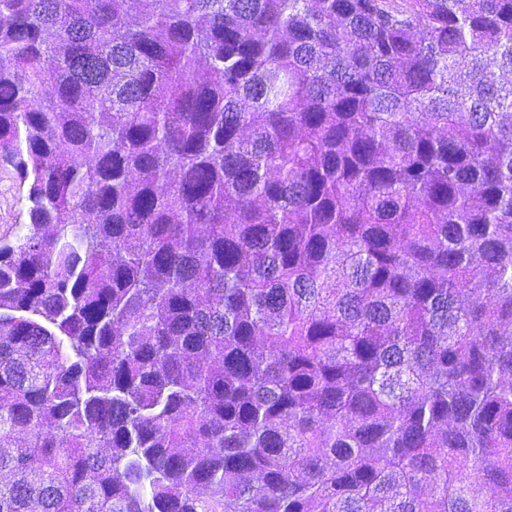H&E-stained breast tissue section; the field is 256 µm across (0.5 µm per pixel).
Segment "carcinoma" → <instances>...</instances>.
Returning a JSON list of instances; mask_svg holds the SVG:
<instances>
[{
	"mask_svg": "<svg viewBox=\"0 0 512 512\" xmlns=\"http://www.w3.org/2000/svg\"><path fill=\"white\" fill-rule=\"evenodd\" d=\"M0 512H512V0H0ZM22 195L11 169L0 165V236L14 238L19 224L26 222Z\"/></svg>",
	"mask_w": 512,
	"mask_h": 512,
	"instance_id": "cac0c4a2",
	"label": "carcinoma"
}]
</instances>
